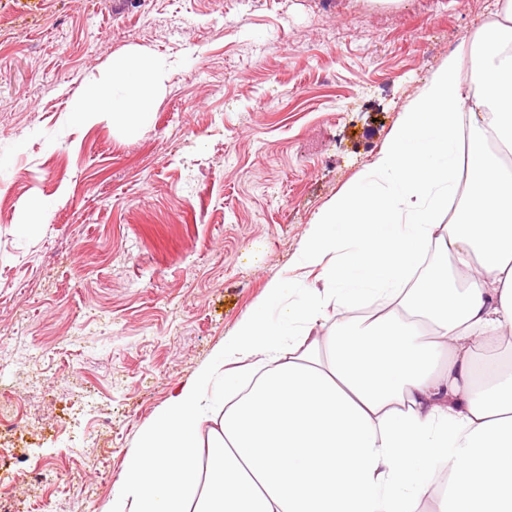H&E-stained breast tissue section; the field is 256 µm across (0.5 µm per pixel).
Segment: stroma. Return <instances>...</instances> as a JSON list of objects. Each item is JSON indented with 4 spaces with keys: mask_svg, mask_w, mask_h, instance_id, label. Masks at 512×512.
Here are the masks:
<instances>
[{
    "mask_svg": "<svg viewBox=\"0 0 512 512\" xmlns=\"http://www.w3.org/2000/svg\"><path fill=\"white\" fill-rule=\"evenodd\" d=\"M499 0H0V458L13 512H103L139 431L222 347ZM147 124H74L117 58ZM42 206L46 223L20 224ZM43 465L50 480L34 477Z\"/></svg>",
    "mask_w": 512,
    "mask_h": 512,
    "instance_id": "stroma-1",
    "label": "stroma"
}]
</instances>
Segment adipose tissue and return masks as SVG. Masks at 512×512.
<instances>
[{"label": "adipose tissue", "mask_w": 512, "mask_h": 512, "mask_svg": "<svg viewBox=\"0 0 512 512\" xmlns=\"http://www.w3.org/2000/svg\"><path fill=\"white\" fill-rule=\"evenodd\" d=\"M158 82L113 62L71 116L138 129ZM489 139L512 153V0L311 224L322 287L288 302L270 280L141 430L107 512H512V172Z\"/></svg>", "instance_id": "obj_1"}]
</instances>
